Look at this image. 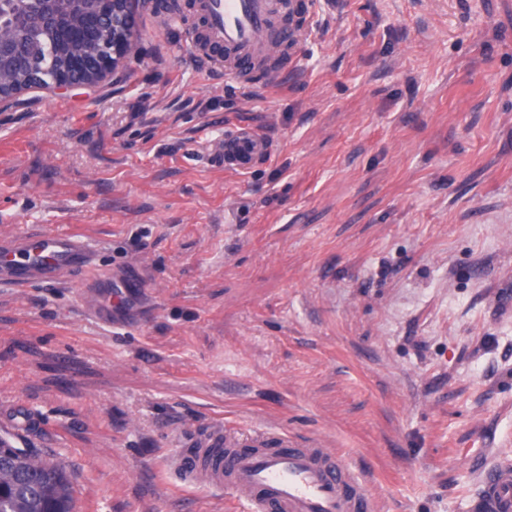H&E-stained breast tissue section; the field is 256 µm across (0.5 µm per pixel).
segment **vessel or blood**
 Listing matches in <instances>:
<instances>
[{
  "label": "vessel or blood",
  "mask_w": 512,
  "mask_h": 512,
  "mask_svg": "<svg viewBox=\"0 0 512 512\" xmlns=\"http://www.w3.org/2000/svg\"><path fill=\"white\" fill-rule=\"evenodd\" d=\"M194 8L205 24L204 59L237 83H251L256 62L300 35L277 25L282 0H195ZM266 152V142L246 129L218 140L214 150L238 171ZM93 263L91 245L58 230L0 238V284L55 285L86 274ZM185 483L233 491L246 512H377L363 480L320 441L285 449L266 447L261 437L242 448L231 442L210 466L187 468ZM468 512H512V457L501 456L486 471Z\"/></svg>",
  "instance_id": "obj_1"
}]
</instances>
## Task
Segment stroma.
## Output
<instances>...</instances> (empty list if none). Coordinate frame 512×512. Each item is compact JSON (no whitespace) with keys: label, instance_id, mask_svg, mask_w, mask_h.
<instances>
[{"label":"stroma","instance_id":"obj_1","mask_svg":"<svg viewBox=\"0 0 512 512\" xmlns=\"http://www.w3.org/2000/svg\"><path fill=\"white\" fill-rule=\"evenodd\" d=\"M185 2L141 0L99 86L0 108V236L97 250L96 284L0 285V407L75 512H239L172 464L217 432L324 441L379 512H468L512 454V0H301L254 87L164 24ZM241 128L267 155L214 164Z\"/></svg>","mask_w":512,"mask_h":512}]
</instances>
